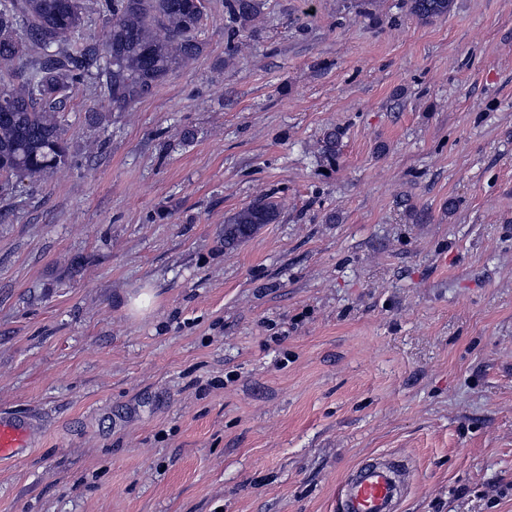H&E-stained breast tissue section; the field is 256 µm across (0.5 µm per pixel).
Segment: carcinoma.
Wrapping results in <instances>:
<instances>
[{
  "instance_id": "carcinoma-1",
  "label": "carcinoma",
  "mask_w": 512,
  "mask_h": 512,
  "mask_svg": "<svg viewBox=\"0 0 512 512\" xmlns=\"http://www.w3.org/2000/svg\"><path fill=\"white\" fill-rule=\"evenodd\" d=\"M454 0H409L424 22L448 15ZM262 0H224L225 54L246 45L242 33L262 14ZM204 0H105L107 37L92 51L84 0H0V198L15 182L52 180L70 160L60 112L86 81L116 111L147 97L170 73L204 51ZM281 203L254 199L224 221V249L233 250L267 224Z\"/></svg>"
}]
</instances>
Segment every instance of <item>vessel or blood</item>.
Segmentation results:
<instances>
[{"instance_id": "vessel-or-blood-1", "label": "vessel or blood", "mask_w": 512, "mask_h": 512, "mask_svg": "<svg viewBox=\"0 0 512 512\" xmlns=\"http://www.w3.org/2000/svg\"><path fill=\"white\" fill-rule=\"evenodd\" d=\"M28 418L0 414V461L21 457L31 445ZM403 463L395 456H375L352 469L336 486V512H396L402 498Z\"/></svg>"}]
</instances>
